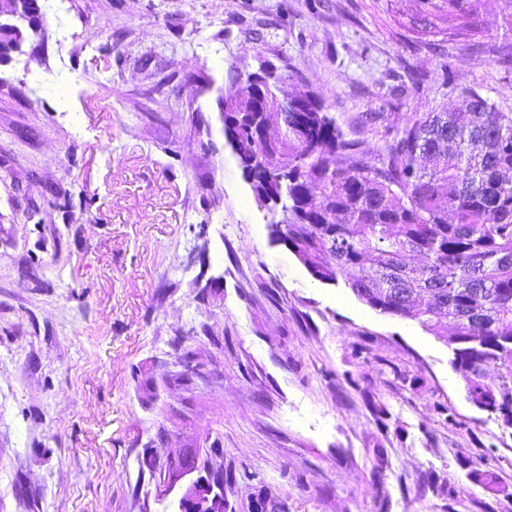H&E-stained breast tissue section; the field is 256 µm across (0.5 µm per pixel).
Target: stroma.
Returning a JSON list of instances; mask_svg holds the SVG:
<instances>
[{
  "label": "stroma",
  "mask_w": 512,
  "mask_h": 512,
  "mask_svg": "<svg viewBox=\"0 0 512 512\" xmlns=\"http://www.w3.org/2000/svg\"><path fill=\"white\" fill-rule=\"evenodd\" d=\"M420 7L56 0L0 64V512H162L144 455L215 448L226 512H512V428L450 341L271 241L224 139V90L262 59L367 146L375 113L462 87L512 112V64L431 47Z\"/></svg>",
  "instance_id": "stroma-1"
}]
</instances>
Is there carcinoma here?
Listing matches in <instances>:
<instances>
[{
  "label": "carcinoma",
  "instance_id": "carcinoma-1",
  "mask_svg": "<svg viewBox=\"0 0 512 512\" xmlns=\"http://www.w3.org/2000/svg\"><path fill=\"white\" fill-rule=\"evenodd\" d=\"M424 0L413 22L448 41L480 33L492 4ZM24 35L42 36L38 0ZM279 79L263 83L262 111L239 94L224 125L255 198L268 204L270 236L320 281L343 282L383 315L409 318L438 337L454 329L451 365L468 397L512 427V113L463 88V106L413 113L385 127L377 148L347 138L311 91L296 93L277 137L254 135L274 118ZM497 368L494 381L485 368ZM469 478L503 492L497 477Z\"/></svg>",
  "mask_w": 512,
  "mask_h": 512
}]
</instances>
